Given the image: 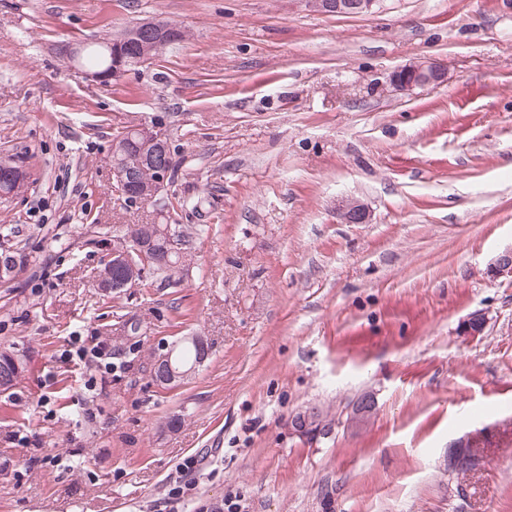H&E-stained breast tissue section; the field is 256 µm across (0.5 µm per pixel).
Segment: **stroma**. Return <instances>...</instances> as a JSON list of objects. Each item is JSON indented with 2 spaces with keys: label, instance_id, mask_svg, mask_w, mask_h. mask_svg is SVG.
Segmentation results:
<instances>
[{
  "label": "stroma",
  "instance_id": "stroma-1",
  "mask_svg": "<svg viewBox=\"0 0 512 512\" xmlns=\"http://www.w3.org/2000/svg\"><path fill=\"white\" fill-rule=\"evenodd\" d=\"M152 18L184 40L93 80L84 48ZM418 62L445 81L394 88ZM131 124L170 135L164 205L113 198ZM0 161L30 173L0 199V245L29 256L0 284L27 363L0 393V512H512V0H0ZM346 198L370 223L337 219ZM166 222L202 227L178 285L95 288L113 228ZM194 333L203 366L154 385L151 348ZM79 336L111 372L66 359ZM309 7L324 14L358 15L371 11L378 0H305ZM87 341H89L91 347L86 346V340H84L83 344L79 346L76 351L78 359L85 364H87V362H93L98 369L111 371L112 362L107 361L108 359H112L110 344L100 339L98 336H90V338L87 336Z\"/></svg>",
  "mask_w": 512,
  "mask_h": 512
}]
</instances>
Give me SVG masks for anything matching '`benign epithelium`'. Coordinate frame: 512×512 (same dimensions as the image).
Listing matches in <instances>:
<instances>
[{"label": "benign epithelium", "instance_id": "benign-epithelium-1", "mask_svg": "<svg viewBox=\"0 0 512 512\" xmlns=\"http://www.w3.org/2000/svg\"><path fill=\"white\" fill-rule=\"evenodd\" d=\"M306 4L314 10L324 14L358 15L371 11L378 0H305ZM150 37L149 44L154 51H160L169 43L170 30L167 23L159 19L143 20L120 33V40L129 42ZM444 81L442 69L433 63L409 64L398 68L392 75L393 86L400 90H409L413 87L427 84H440ZM128 132L138 135L140 142L128 143L121 139L112 144V153L115 162L112 167L114 185L119 187L120 194L128 199L130 204L156 203L160 201L159 195L169 181V172L165 170V158L168 154V139L164 130L148 128L133 124ZM151 163L156 167V179L142 185L137 179L138 170ZM0 173L7 176L12 187L0 189L1 197H14L19 195L27 186L30 175L22 167L13 168L8 164H0ZM337 215L346 224H366L370 219L369 209L356 200H344L338 204ZM144 259L147 248L129 236L121 234L113 238L112 252L108 257V265L98 275V282L102 286L114 291H124L136 287L138 268L133 264V256ZM487 324V316L482 312H475L464 322L463 334L466 336H479ZM173 347L160 345L151 371V379L158 386H171L188 375L173 363ZM318 411L308 407L297 413L293 425L301 435L308 433L316 427Z\"/></svg>", "mask_w": 512, "mask_h": 512}]
</instances>
